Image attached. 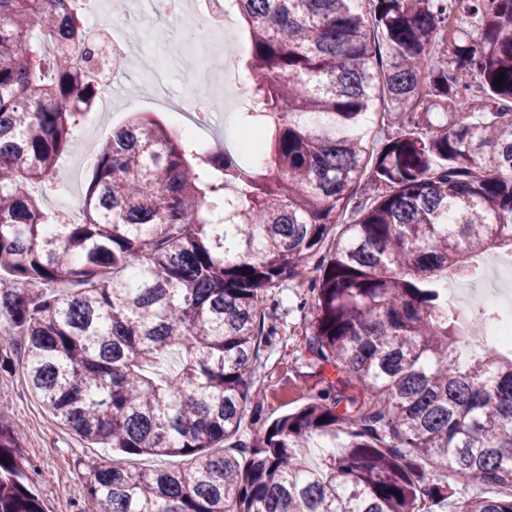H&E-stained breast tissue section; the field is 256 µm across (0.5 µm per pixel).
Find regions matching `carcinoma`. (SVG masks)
<instances>
[{
  "instance_id": "carcinoma-1",
  "label": "carcinoma",
  "mask_w": 512,
  "mask_h": 512,
  "mask_svg": "<svg viewBox=\"0 0 512 512\" xmlns=\"http://www.w3.org/2000/svg\"><path fill=\"white\" fill-rule=\"evenodd\" d=\"M234 2L241 135L264 173L138 115L60 224L34 189L55 184L98 101L71 62L81 48L92 68L97 47L72 0H0V337H22L58 424L184 461L99 465L97 512H439L451 493L434 467L512 488V349L464 354L483 319L463 331L444 288L512 250V0H463L471 32L448 29L455 0ZM287 281L312 317L308 364L336 378L235 444ZM19 448L0 421V512H45ZM455 512H512V493Z\"/></svg>"
}]
</instances>
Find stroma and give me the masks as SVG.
<instances>
[{
	"mask_svg": "<svg viewBox=\"0 0 512 512\" xmlns=\"http://www.w3.org/2000/svg\"><path fill=\"white\" fill-rule=\"evenodd\" d=\"M146 72L128 70L113 79L116 97L122 103L110 116L99 110L88 112L73 131L66 150L59 159L64 177L60 190L48 193L42 200L45 208L56 209L69 203L79 209L97 159L98 149L109 141L114 128L127 123L133 113L148 112L177 134H189L193 144L202 149L235 152L237 149L238 115L224 113L216 127L188 132V120L178 105L188 99L206 97L207 87L196 82L190 68L171 66L169 80L175 105L161 107L146 98ZM278 306L269 312V321L279 329L275 345L265 352L263 366L257 376L267 390L262 411H247L245 430H265L274 419L290 413L300 405L317 379L300 358L309 319L296 310V290L291 283L275 289ZM23 356L19 338L0 340V420L21 426V453L31 463L32 487L42 500L46 512H96V504L85 487L94 466L113 460L127 467L148 468L169 465V458L133 456L112 452L102 445L79 438L56 423L42 403L29 390L21 366Z\"/></svg>",
	"mask_w": 512,
	"mask_h": 512,
	"instance_id": "35a3bbf8",
	"label": "stroma"
}]
</instances>
